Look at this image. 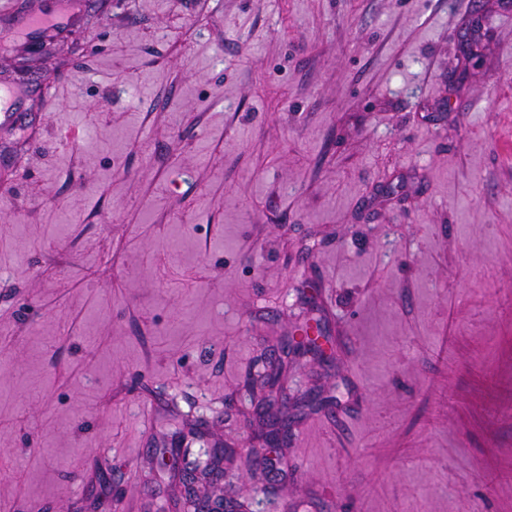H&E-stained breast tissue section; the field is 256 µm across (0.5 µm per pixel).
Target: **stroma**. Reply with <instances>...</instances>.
I'll return each mask as SVG.
<instances>
[{
	"label": "stroma",
	"mask_w": 512,
	"mask_h": 512,
	"mask_svg": "<svg viewBox=\"0 0 512 512\" xmlns=\"http://www.w3.org/2000/svg\"><path fill=\"white\" fill-rule=\"evenodd\" d=\"M43 69L0 131V512H180L198 426L255 512H512V0H112Z\"/></svg>",
	"instance_id": "obj_1"
}]
</instances>
